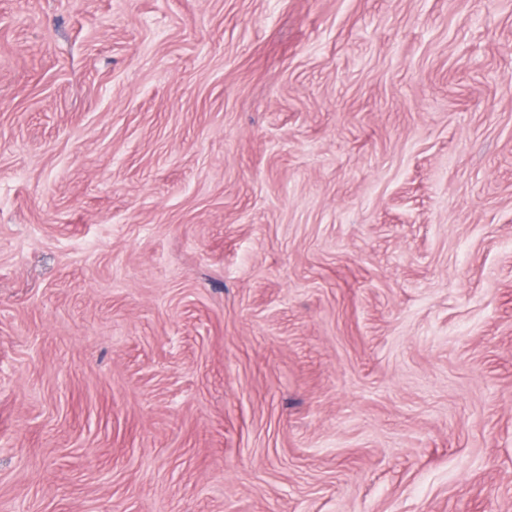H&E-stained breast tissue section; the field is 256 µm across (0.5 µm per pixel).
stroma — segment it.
<instances>
[{"label":"stroma","mask_w":512,"mask_h":512,"mask_svg":"<svg viewBox=\"0 0 512 512\" xmlns=\"http://www.w3.org/2000/svg\"><path fill=\"white\" fill-rule=\"evenodd\" d=\"M0 512H512V0H0Z\"/></svg>","instance_id":"1"}]
</instances>
